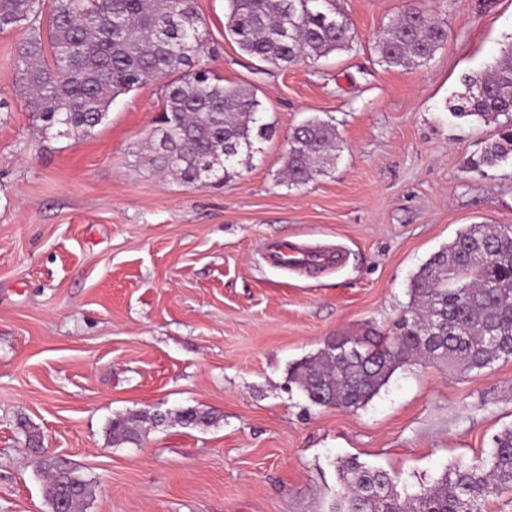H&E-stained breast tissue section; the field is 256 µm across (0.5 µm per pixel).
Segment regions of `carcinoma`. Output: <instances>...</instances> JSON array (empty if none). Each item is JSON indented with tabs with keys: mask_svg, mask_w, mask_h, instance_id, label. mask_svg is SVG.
I'll return each instance as SVG.
<instances>
[{
	"mask_svg": "<svg viewBox=\"0 0 512 512\" xmlns=\"http://www.w3.org/2000/svg\"><path fill=\"white\" fill-rule=\"evenodd\" d=\"M45 56L41 33L44 0H0V31H29L17 49V78L41 142L89 136L108 119L120 96L166 77L165 98L155 121L147 162L186 184L227 180L237 158L267 139L272 124L263 121L254 89L224 85L200 64L202 21L194 0H53ZM225 29L239 49L275 67L303 57H326L346 49L356 37L336 12V0H228ZM448 40L447 24L426 8L402 12L381 31L375 51L388 68L427 63ZM497 125L469 169H485L512 159V45L495 64L468 80V94L453 112ZM506 117L502 122L499 117ZM334 125L309 120L293 131L285 148L288 184L307 183L336 161ZM485 244L490 255L474 257ZM410 304L400 334L384 346L368 335L333 336L324 348L290 367L289 380L319 406L357 410L365 406L402 366L441 360L466 372L512 359V225L471 224L435 253L412 276ZM434 326L433 337L424 328ZM356 342L373 352L366 368L339 356ZM174 418L193 425L213 417L193 408ZM158 425L149 410L112 418L114 445H138L144 424ZM18 428L34 451L39 433L25 420ZM45 500L51 512H82L92 481L64 460H43ZM343 485L336 512H484L489 497L512 490V427L493 438L487 457L457 466L420 493L401 498L396 477L347 460L339 466Z\"/></svg>",
	"mask_w": 512,
	"mask_h": 512,
	"instance_id": "carcinoma-1",
	"label": "carcinoma"
}]
</instances>
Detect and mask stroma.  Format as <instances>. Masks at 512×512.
Here are the masks:
<instances>
[{
    "label": "stroma",
    "instance_id": "stroma-1",
    "mask_svg": "<svg viewBox=\"0 0 512 512\" xmlns=\"http://www.w3.org/2000/svg\"><path fill=\"white\" fill-rule=\"evenodd\" d=\"M338 5L351 46L278 68L227 35V0H195L206 68L255 88L275 127L220 186L140 164L160 81L116 99L92 136L40 142L15 82L27 31L0 32V512H49L21 418L92 478L86 512H333L341 460L414 494L512 426V359L477 374L420 360L355 411L288 382L330 337L392 343L422 264L467 225H512V160L467 167L495 124L451 114L512 44V0ZM412 6L433 8L448 42L385 67L375 42ZM310 118L335 125L339 159L291 186L285 143ZM282 241L341 263L280 268ZM187 408L214 423L151 427L137 446L107 433L118 414Z\"/></svg>",
    "mask_w": 512,
    "mask_h": 512
}]
</instances>
